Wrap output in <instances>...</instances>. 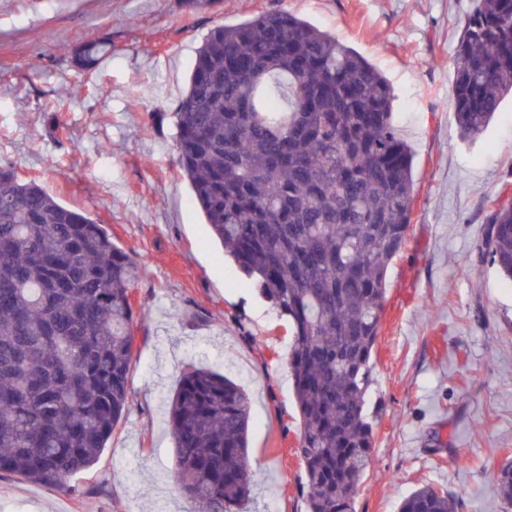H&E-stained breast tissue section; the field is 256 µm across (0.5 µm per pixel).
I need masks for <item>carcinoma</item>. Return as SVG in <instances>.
<instances>
[{
  "instance_id": "carcinoma-1",
  "label": "carcinoma",
  "mask_w": 512,
  "mask_h": 512,
  "mask_svg": "<svg viewBox=\"0 0 512 512\" xmlns=\"http://www.w3.org/2000/svg\"><path fill=\"white\" fill-rule=\"evenodd\" d=\"M106 44L90 41L89 67ZM512 95V0H475L455 49L460 135L478 139ZM386 77L285 10L210 30L174 112L177 165L211 235L287 318L308 512H353L371 461L365 410L387 272L405 244L413 153ZM479 248L512 282V202ZM142 271L104 225L0 166V471L62 490L127 412ZM177 483L205 512H240L250 401L187 370L167 409ZM512 506V463L494 474ZM399 512H456L430 483Z\"/></svg>"
}]
</instances>
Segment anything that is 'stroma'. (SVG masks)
Masks as SVG:
<instances>
[{
  "mask_svg": "<svg viewBox=\"0 0 512 512\" xmlns=\"http://www.w3.org/2000/svg\"><path fill=\"white\" fill-rule=\"evenodd\" d=\"M473 0H0V164L104 224L145 271L129 409L71 490L0 472V512H188L167 404L212 368L251 399L244 512H308L286 322L213 239L175 164L172 114L208 31L284 9L345 40L392 84L414 152L406 243L391 264L367 413L375 447L355 512H398L421 482L457 512H507L492 472L512 462V287L475 247L512 198V100L462 140L455 45ZM111 54L78 65L92 40Z\"/></svg>",
  "mask_w": 512,
  "mask_h": 512,
  "instance_id": "obj_1",
  "label": "stroma"
}]
</instances>
